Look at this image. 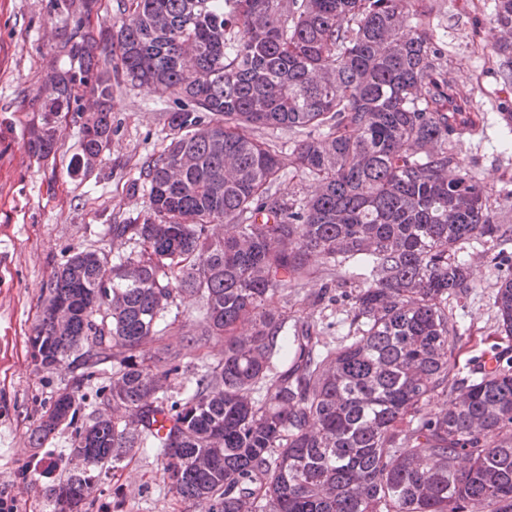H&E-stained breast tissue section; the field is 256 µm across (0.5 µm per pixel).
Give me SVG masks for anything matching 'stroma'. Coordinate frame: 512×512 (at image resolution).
<instances>
[{
    "mask_svg": "<svg viewBox=\"0 0 512 512\" xmlns=\"http://www.w3.org/2000/svg\"><path fill=\"white\" fill-rule=\"evenodd\" d=\"M428 18L432 41L447 50L448 79L470 97L474 109L485 112L487 136L458 145L457 153L483 185L493 208L512 210V131L499 114L501 103L512 101L494 63L498 34L489 26L495 0H430ZM120 0H99L89 19L61 14L56 0H0V496L15 499L18 512H54L46 487L58 484L65 469L46 472L37 461L67 458L75 434L90 417L105 410V388L112 377L104 369L86 382L76 418L60 427L44 447L30 438L41 412L68 387L65 369L35 366L29 350L38 316L54 271L75 251L104 248L118 254L133 243L113 244L112 224L142 223L150 210L149 193L139 174L156 154L168 131L172 97L151 92L125 76L112 81V139L93 169L75 173L82 122L67 118L61 125L55 154L33 158L27 129L39 122L31 100L63 62L62 36L81 21L92 28L110 27L120 18ZM459 256L471 272L472 289L463 299H449L463 336L455 356L461 375L472 363L504 353L512 356V338L497 333L494 306L496 285L512 277V244L473 242ZM272 308L285 313L289 327L308 323L325 340L338 343L348 331L351 315L345 305L323 295L315 277L301 286L280 290ZM202 300L179 295L169 306L163 336L148 340L142 357L155 360L166 349H180L182 368L172 380L170 397L201 363H217L224 342L213 337L189 343L187 331L201 318ZM86 512H202L171 490L161 457L135 451L119 468L107 470L88 492Z\"/></svg>",
    "mask_w": 512,
    "mask_h": 512,
    "instance_id": "35a3bbf8",
    "label": "stroma"
}]
</instances>
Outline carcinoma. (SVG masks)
I'll list each match as a JSON object with an SVG mask.
<instances>
[{"instance_id":"carcinoma-1","label":"carcinoma","mask_w":512,"mask_h":512,"mask_svg":"<svg viewBox=\"0 0 512 512\" xmlns=\"http://www.w3.org/2000/svg\"><path fill=\"white\" fill-rule=\"evenodd\" d=\"M64 14L96 0H57ZM424 0H122L111 57L77 26L61 68L33 98L28 149L53 152L59 116L82 120L89 171L112 138V74L182 104L143 166L151 212L111 224L140 247L114 261L71 255L48 285L35 332L47 358L82 369L32 430L41 448L76 413L75 393L112 362V417L76 434L91 462L49 489L81 512L94 472L156 450L171 489L206 512H512V365L460 378L448 299L472 288L461 245L512 242L454 147L482 139L484 113L448 81L445 52L420 27ZM499 70L512 85V0H495ZM326 129L283 161L257 130ZM316 185L273 192L284 166ZM350 304L336 345L310 326L288 336L266 298L315 274ZM353 270L346 271V266ZM112 302L92 304L103 287ZM203 300L193 340L224 338V358L169 401L180 353L146 365L175 294ZM512 337V278L494 297ZM448 408L435 411L439 398ZM165 414L172 425L152 430Z\"/></svg>"}]
</instances>
